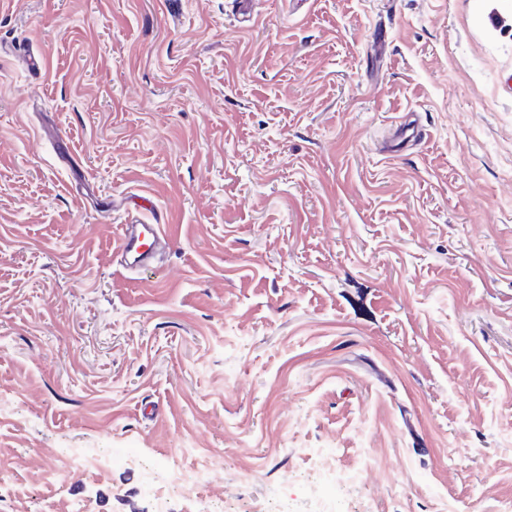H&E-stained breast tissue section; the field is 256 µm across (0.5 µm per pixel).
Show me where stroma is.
Listing matches in <instances>:
<instances>
[{"mask_svg":"<svg viewBox=\"0 0 512 512\" xmlns=\"http://www.w3.org/2000/svg\"><path fill=\"white\" fill-rule=\"evenodd\" d=\"M254 11L0 0V512H154L205 458L169 512H316L313 449L338 512H512V13ZM424 136V131L417 120L410 121L403 117L395 120L392 133L385 142L383 154L387 155L397 151L400 145L410 141H418ZM120 224L119 237L115 247H112V261H116L123 270L142 267L150 263L153 250L160 237L168 244L173 234L169 224ZM189 483L179 473H173L169 480L167 493L160 494L157 488L154 489L155 512H168V502L173 495H185L189 492Z\"/></svg>","mask_w":512,"mask_h":512,"instance_id":"1","label":"stroma"}]
</instances>
